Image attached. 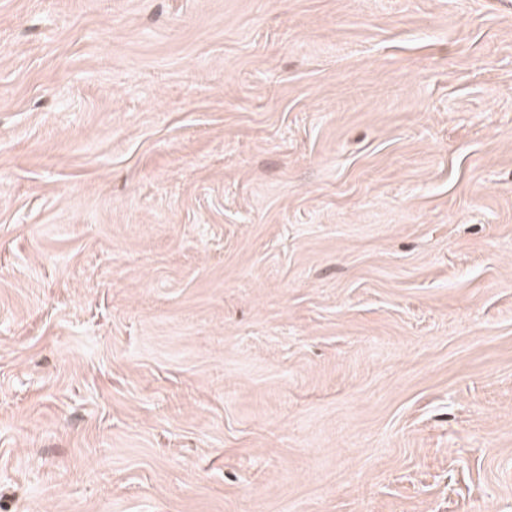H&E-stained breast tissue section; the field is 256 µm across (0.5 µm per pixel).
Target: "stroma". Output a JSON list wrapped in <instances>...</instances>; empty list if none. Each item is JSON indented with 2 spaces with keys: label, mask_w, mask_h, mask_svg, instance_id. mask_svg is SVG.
I'll use <instances>...</instances> for the list:
<instances>
[{
  "label": "stroma",
  "mask_w": 512,
  "mask_h": 512,
  "mask_svg": "<svg viewBox=\"0 0 512 512\" xmlns=\"http://www.w3.org/2000/svg\"><path fill=\"white\" fill-rule=\"evenodd\" d=\"M0 512H512V0H0Z\"/></svg>",
  "instance_id": "stroma-1"
}]
</instances>
